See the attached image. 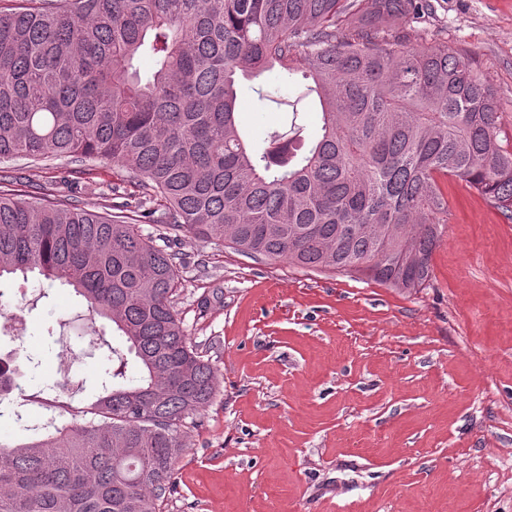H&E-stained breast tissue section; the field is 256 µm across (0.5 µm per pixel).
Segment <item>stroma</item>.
I'll use <instances>...</instances> for the list:
<instances>
[{
	"mask_svg": "<svg viewBox=\"0 0 512 512\" xmlns=\"http://www.w3.org/2000/svg\"><path fill=\"white\" fill-rule=\"evenodd\" d=\"M422 36L470 54L512 141V0H431ZM296 83L273 70L239 85L255 141L288 122ZM429 287L407 294L343 272L247 257L179 236L175 311L219 390L175 465L165 512H512V222L457 178ZM0 191L104 213L133 188L108 168L0 163ZM0 359L26 375L22 421L46 402L83 422L112 366L115 333L72 286L0 280ZM465 467H458V460Z\"/></svg>",
	"mask_w": 512,
	"mask_h": 512,
	"instance_id": "35a3bbf8",
	"label": "stroma"
}]
</instances>
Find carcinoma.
Masks as SVG:
<instances>
[{
  "instance_id": "carcinoma-1",
  "label": "carcinoma",
  "mask_w": 512,
  "mask_h": 512,
  "mask_svg": "<svg viewBox=\"0 0 512 512\" xmlns=\"http://www.w3.org/2000/svg\"><path fill=\"white\" fill-rule=\"evenodd\" d=\"M33 2L0 10V161L110 165L141 197L104 216L0 195V278L69 283L122 342L94 419L0 441V512H163L219 381L173 308L177 254L130 213L412 293L430 286L448 223L443 180L512 220V149L474 59L399 25L429 0ZM276 67L306 81L320 130L306 138L293 112L256 149L237 81Z\"/></svg>"
}]
</instances>
